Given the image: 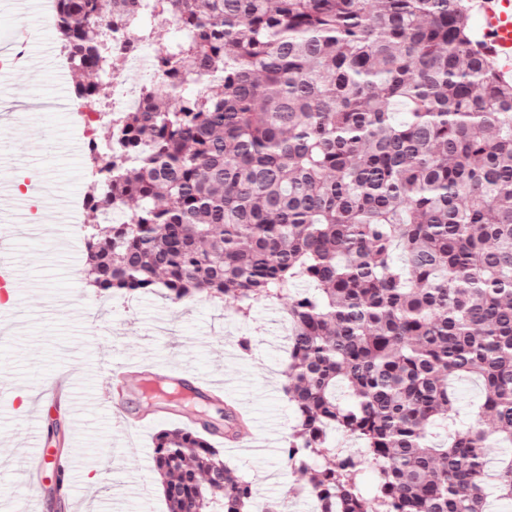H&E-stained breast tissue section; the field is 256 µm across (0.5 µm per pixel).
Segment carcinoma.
I'll list each match as a JSON object with an SVG mask.
<instances>
[{
	"label": "carcinoma",
	"mask_w": 512,
	"mask_h": 512,
	"mask_svg": "<svg viewBox=\"0 0 512 512\" xmlns=\"http://www.w3.org/2000/svg\"><path fill=\"white\" fill-rule=\"evenodd\" d=\"M142 16L180 40L87 148V209L124 220L87 227L85 279L243 317L286 299L284 453L319 512H489L488 447L512 448V82L470 0H55L90 76L76 101H107L117 59L151 44ZM218 433L189 413L155 435L166 512H282L252 510ZM494 489L512 501V454Z\"/></svg>",
	"instance_id": "cac0c4a2"
}]
</instances>
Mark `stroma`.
Segmentation results:
<instances>
[{
  "label": "stroma",
  "mask_w": 512,
  "mask_h": 512,
  "mask_svg": "<svg viewBox=\"0 0 512 512\" xmlns=\"http://www.w3.org/2000/svg\"><path fill=\"white\" fill-rule=\"evenodd\" d=\"M22 20V13L0 12V43L23 45L40 71H17L13 92L0 97V113L20 114L16 134L0 148V158L16 163L14 181L46 183L73 199L85 195L91 182L84 156L66 155L54 146L69 139L84 141L82 126L66 110L25 108L37 98L70 96L73 75L58 64L56 32L46 28L37 39H26ZM30 202L44 233L24 234L17 242V259L29 279L14 290L20 330L0 346V380L30 392L43 381L67 376L84 406L74 419L63 403L45 412V420L53 424L45 441L49 455L69 464L50 470L41 484L44 512H113L116 491L124 500V512H164L162 496L153 489L154 435L180 423V416L140 419L124 434L103 402L115 388L101 375L100 362L116 357L135 372L145 356L152 357L159 372L171 365L188 375L223 374L231 387L225 402H233L268 437L266 447L251 452L222 445L225 463L253 482L258 499L279 501L285 512H298L305 496L301 476L283 454L295 423L283 392L288 365L287 342L281 337L287 317L283 304L260 302L244 318L202 298L177 306L156 292L130 299L101 297L82 275L81 228L94 223L92 213L79 211L77 223L64 225L56 223L48 198L34 195ZM93 307L102 321L111 323L112 333L89 346L85 315ZM243 336L251 338V352L239 347ZM23 430L15 409H0V494L17 498L33 492L17 475L28 453L21 445ZM90 475L98 481L93 490L86 484ZM140 482L151 486L148 497L137 493Z\"/></svg>",
  "instance_id": "1"
}]
</instances>
